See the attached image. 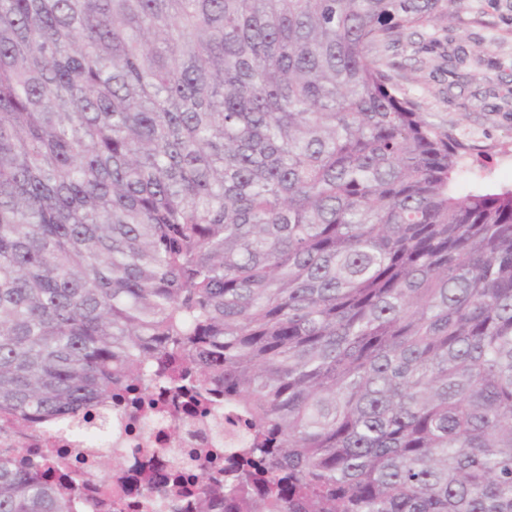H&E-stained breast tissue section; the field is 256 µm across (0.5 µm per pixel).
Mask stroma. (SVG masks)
<instances>
[{
    "label": "stroma",
    "instance_id": "35a3bbf8",
    "mask_svg": "<svg viewBox=\"0 0 512 512\" xmlns=\"http://www.w3.org/2000/svg\"><path fill=\"white\" fill-rule=\"evenodd\" d=\"M453 54L463 62L452 74ZM383 56L426 118L472 146L454 193L512 189V0H462L458 20L401 39Z\"/></svg>",
    "mask_w": 512,
    "mask_h": 512
}]
</instances>
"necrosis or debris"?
I'll list each match as a JSON object with an SVG mask.
<instances>
[{
    "instance_id": "1",
    "label": "necrosis or debris",
    "mask_w": 512,
    "mask_h": 512,
    "mask_svg": "<svg viewBox=\"0 0 512 512\" xmlns=\"http://www.w3.org/2000/svg\"><path fill=\"white\" fill-rule=\"evenodd\" d=\"M246 437V426L223 400L207 395L184 409L158 391L137 406L122 393L87 418L1 432L0 450L24 466L49 448L58 470L78 468L84 481L79 512H109L116 500L122 502V512H144L140 495L129 488L133 479L156 489L161 512H192L188 498L162 492L166 469L174 459L189 460L183 474L190 486L205 477L223 476L224 449L243 447ZM105 452L114 460L108 480L92 467Z\"/></svg>"
}]
</instances>
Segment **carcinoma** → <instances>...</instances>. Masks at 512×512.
I'll list each match as a JSON object with an SVG mask.
<instances>
[{
	"mask_svg": "<svg viewBox=\"0 0 512 512\" xmlns=\"http://www.w3.org/2000/svg\"><path fill=\"white\" fill-rule=\"evenodd\" d=\"M456 3L0 0V430L222 387L196 512H512V190L371 55Z\"/></svg>",
	"mask_w": 512,
	"mask_h": 512,
	"instance_id": "cac0c4a2",
	"label": "carcinoma"
}]
</instances>
